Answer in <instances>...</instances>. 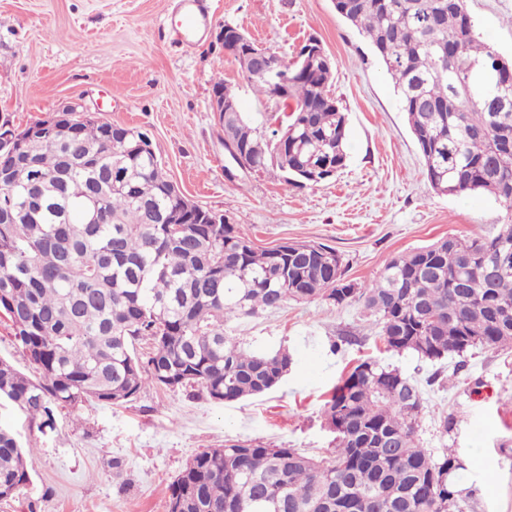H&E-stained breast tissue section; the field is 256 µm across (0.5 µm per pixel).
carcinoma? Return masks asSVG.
I'll list each match as a JSON object with an SVG mask.
<instances>
[{"label":"carcinoma","mask_w":512,"mask_h":512,"mask_svg":"<svg viewBox=\"0 0 512 512\" xmlns=\"http://www.w3.org/2000/svg\"><path fill=\"white\" fill-rule=\"evenodd\" d=\"M384 64L440 194L481 192L512 212V59L480 40L467 0H334ZM225 46L268 99L291 103L285 126H251L224 92V138L251 171L270 165L292 186L331 180L347 163V117L330 94L337 67L279 61L288 83L255 74L236 26ZM499 90L508 106L491 111ZM282 141L280 151L267 141ZM0 311L38 373L0 359V398L38 429L86 401L123 404L147 385L199 387L217 402L281 384L285 349L247 352L224 324L290 300L360 302L379 317L388 351L436 361L474 347L512 346V222L496 233L446 237L391 258L376 279L345 277L324 244L256 249L220 215L186 216L149 135L89 120L50 127L0 152ZM503 257L494 276L487 265ZM416 383L377 361L356 365L323 406L335 433L325 457L238 443L196 454L170 486L168 512H469L457 456L417 441ZM28 451L0 427V500L29 482Z\"/></svg>","instance_id":"1"}]
</instances>
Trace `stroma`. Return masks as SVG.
I'll return each mask as SVG.
<instances>
[{"label": "stroma", "instance_id": "stroma-1", "mask_svg": "<svg viewBox=\"0 0 512 512\" xmlns=\"http://www.w3.org/2000/svg\"><path fill=\"white\" fill-rule=\"evenodd\" d=\"M488 43L512 57V0H467ZM206 23L185 41L180 0H0V116L16 129L78 103L115 125L146 131L168 178L188 199L228 217L252 243H322L349 280L375 279L394 256L448 236L495 233L512 219L492 197L436 193L394 83L333 0H202ZM238 26L292 62L317 37L336 62L331 91L348 117V162L329 183L286 185L281 172L225 173L230 157L212 110L224 79L252 126L268 128V103L216 38ZM249 352L288 349L291 368L274 390L236 402L199 389L149 386L130 402H86L56 413L54 430L8 403L7 425L34 452L29 483L0 512H167L169 486L198 452L239 441L319 455L334 446L322 415L333 389L372 358L419 386L418 438L434 455L453 450L472 512H512V348H475L425 361L385 350L380 327L357 302L315 299L229 321ZM120 460L122 482L112 479Z\"/></svg>", "mask_w": 512, "mask_h": 512}]
</instances>
